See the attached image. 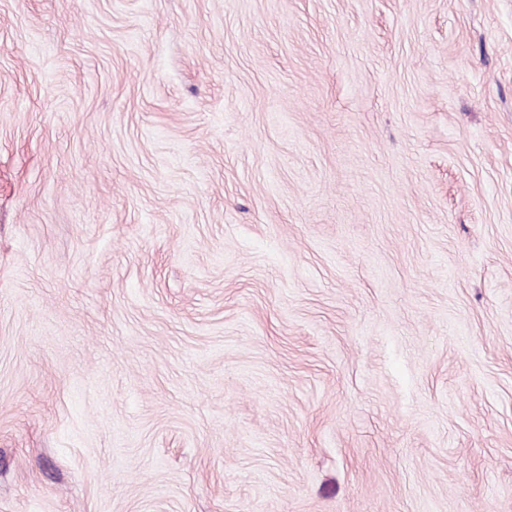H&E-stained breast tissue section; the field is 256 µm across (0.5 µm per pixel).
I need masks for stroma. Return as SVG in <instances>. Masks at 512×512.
Wrapping results in <instances>:
<instances>
[{"label":"stroma","mask_w":512,"mask_h":512,"mask_svg":"<svg viewBox=\"0 0 512 512\" xmlns=\"http://www.w3.org/2000/svg\"><path fill=\"white\" fill-rule=\"evenodd\" d=\"M0 512H512V0H0Z\"/></svg>","instance_id":"stroma-1"}]
</instances>
